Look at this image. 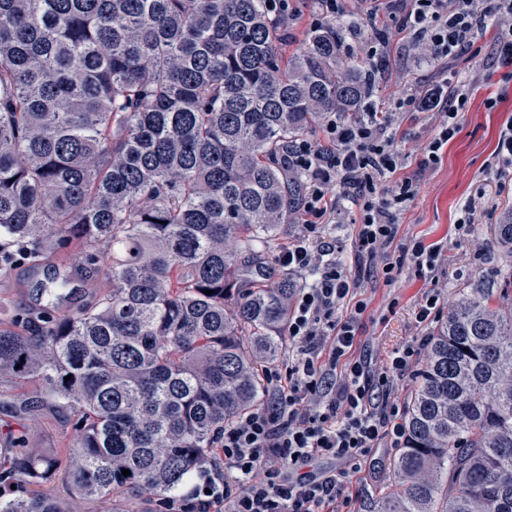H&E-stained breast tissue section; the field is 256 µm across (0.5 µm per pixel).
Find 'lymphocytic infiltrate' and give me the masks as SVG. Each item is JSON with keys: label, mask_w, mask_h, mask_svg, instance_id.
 Here are the masks:
<instances>
[{"label": "lymphocytic infiltrate", "mask_w": 512, "mask_h": 512, "mask_svg": "<svg viewBox=\"0 0 512 512\" xmlns=\"http://www.w3.org/2000/svg\"><path fill=\"white\" fill-rule=\"evenodd\" d=\"M409 50L445 61L472 47L488 29L498 37L489 64L512 68V0H388ZM470 83L447 71L421 82L389 112H365L353 122L325 118L318 142L290 146L282 157L304 174L295 211L297 231L277 263L303 276L288 309V354L266 370L267 404L224 428L219 453L224 482L195 490L200 512H352L346 493L352 477L374 462L379 447L401 444L404 407L399 381L415 374L424 339L389 352L377 367L359 354V329L369 307L364 279L394 283L412 266L431 287L415 306L423 327L445 308L437 273L441 247L399 240L398 213L415 197L417 181L401 176L405 157L396 117L424 112L437 124L419 145L420 171L434 168L459 131L471 99ZM357 209L351 242L336 237V197ZM318 459L331 467L312 469Z\"/></svg>", "instance_id": "lymphocytic-infiltrate-1"}]
</instances>
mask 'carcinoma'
Segmentation results:
<instances>
[{
  "instance_id": "carcinoma-1",
  "label": "carcinoma",
  "mask_w": 512,
  "mask_h": 512,
  "mask_svg": "<svg viewBox=\"0 0 512 512\" xmlns=\"http://www.w3.org/2000/svg\"><path fill=\"white\" fill-rule=\"evenodd\" d=\"M349 29L288 55L266 0H0V271L74 243L108 282L74 308L85 278L56 270L47 307L0 329V376L38 381L72 433L0 448V512H64L60 473L99 512H138L146 486L169 512L261 404L296 280L257 244L304 191L282 154L380 92L338 62ZM487 235L512 259V220ZM511 287L461 293L428 333L377 512H512Z\"/></svg>"
}]
</instances>
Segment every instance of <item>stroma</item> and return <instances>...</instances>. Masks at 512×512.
Segmentation results:
<instances>
[{"instance_id":"obj_1","label":"stroma","mask_w":512,"mask_h":512,"mask_svg":"<svg viewBox=\"0 0 512 512\" xmlns=\"http://www.w3.org/2000/svg\"><path fill=\"white\" fill-rule=\"evenodd\" d=\"M495 32H487L479 40L477 53H464L448 64L418 55H404V35H397L387 53V66L379 100L390 105L421 80L448 67L465 78L490 56ZM498 98L494 109H487L488 98ZM512 123V70L502 68L491 76L479 79L474 87L469 108L464 113L459 133L445 146L438 166L426 173L416 198L398 217L401 233L420 238L425 244H436L448 254V264L440 275L447 300H454L465 288L475 287L483 279L494 277L505 281L512 276V266L503 254L491 246L486 227L499 223L505 207L512 206V190L500 187L489 174L502 128ZM481 198L487 208L483 224L471 236H459L454 224L459 208L470 198ZM75 262L74 248L59 251L34 266H18L0 273V329L13 328L17 312H37L45 305L37 285L43 282L48 267L71 269ZM427 283L414 269L403 270L399 280L390 287L382 281L365 280L363 291L373 300L371 315L365 316L359 334L361 348L373 358L412 340L414 308ZM42 393L34 381L15 377L0 378V439L24 435L37 448H64L70 443V432L62 424L63 413L56 404L32 408ZM386 464L376 474L355 476L350 489L356 497V512H367L372 500L380 498L390 481L387 467L395 451H380Z\"/></svg>"}]
</instances>
